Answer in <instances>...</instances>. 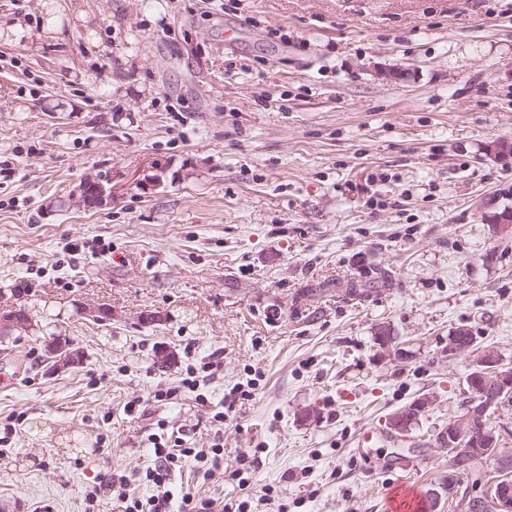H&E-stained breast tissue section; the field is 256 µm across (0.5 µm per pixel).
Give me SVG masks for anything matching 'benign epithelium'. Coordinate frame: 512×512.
<instances>
[{
  "mask_svg": "<svg viewBox=\"0 0 512 512\" xmlns=\"http://www.w3.org/2000/svg\"><path fill=\"white\" fill-rule=\"evenodd\" d=\"M31 320L26 311L10 310L0 315V328L24 331ZM75 356L73 350L64 352L58 339L47 344L45 361L50 370L68 367ZM466 384L473 395L462 415L450 420L439 436L440 449L448 457V492L456 489L457 476L463 468L462 451L469 453L471 463L491 458L497 475L483 484V495L494 512H512V448L507 447L502 431L489 424L491 415L502 408L503 399L512 397V364L495 350H483L467 375ZM430 404L431 399L425 396L397 410L389 418V427L401 429L407 418L424 412Z\"/></svg>",
  "mask_w": 512,
  "mask_h": 512,
  "instance_id": "benign-epithelium-1",
  "label": "benign epithelium"
}]
</instances>
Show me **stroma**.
Segmentation results:
<instances>
[{
    "instance_id": "35a3bbf8",
    "label": "stroma",
    "mask_w": 512,
    "mask_h": 512,
    "mask_svg": "<svg viewBox=\"0 0 512 512\" xmlns=\"http://www.w3.org/2000/svg\"><path fill=\"white\" fill-rule=\"evenodd\" d=\"M499 140L512 0H0V308L34 325L0 339V373L19 376L0 386V501L83 512L88 486L123 476L150 496L159 422L205 447L219 408L225 477L187 467L174 484L226 506L384 512L395 456L439 488L438 435L476 358H446L449 331L512 361V233L491 223L512 207V158L485 153ZM91 176L106 205L55 209ZM375 269L392 287L337 292ZM98 305L111 321L85 317ZM55 336L82 358L49 375ZM212 357L203 398L153 401ZM431 404V399L428 396L422 397L414 401L408 406H405L395 413L389 418L388 425L393 430L401 429L407 418H411L412 413L420 414L424 412L429 405Z\"/></svg>"
}]
</instances>
